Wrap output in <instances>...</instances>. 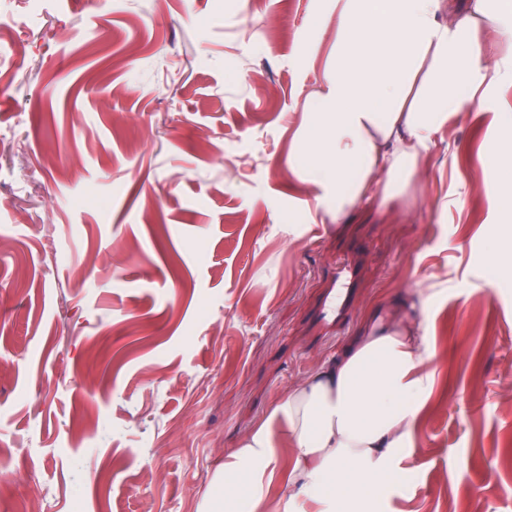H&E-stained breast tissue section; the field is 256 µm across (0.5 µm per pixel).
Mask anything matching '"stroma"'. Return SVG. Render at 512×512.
I'll return each mask as SVG.
<instances>
[{
	"label": "stroma",
	"instance_id": "obj_1",
	"mask_svg": "<svg viewBox=\"0 0 512 512\" xmlns=\"http://www.w3.org/2000/svg\"><path fill=\"white\" fill-rule=\"evenodd\" d=\"M335 44L333 0H0V512H198L283 392L406 310L435 384L357 512H512V89L339 222L291 162ZM498 173L496 202L512 213V113L501 112L497 120L496 145L492 151Z\"/></svg>",
	"mask_w": 512,
	"mask_h": 512
}]
</instances>
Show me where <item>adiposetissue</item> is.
I'll use <instances>...</instances> for the list:
<instances>
[{
	"instance_id": "1",
	"label": "adipose tissue",
	"mask_w": 512,
	"mask_h": 512,
	"mask_svg": "<svg viewBox=\"0 0 512 512\" xmlns=\"http://www.w3.org/2000/svg\"><path fill=\"white\" fill-rule=\"evenodd\" d=\"M336 46L300 133L294 164L324 212L413 175L434 135L475 94L512 85V0H333ZM496 202L512 211V113L497 120ZM354 192H345L348 180ZM434 350L408 315L372 322L290 387L212 476L200 512H289L306 500L353 512L411 443Z\"/></svg>"
}]
</instances>
